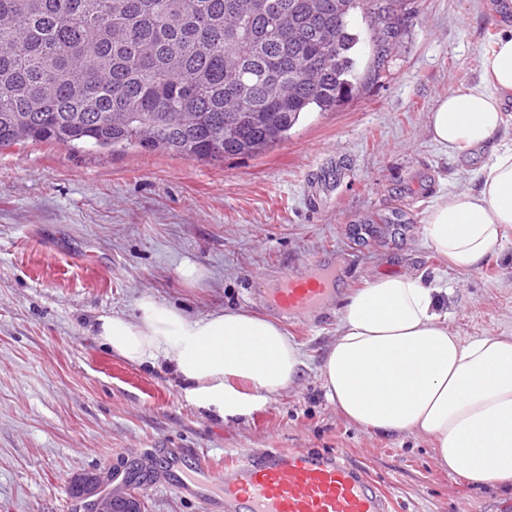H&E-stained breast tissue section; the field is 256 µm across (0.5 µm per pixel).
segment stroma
Masks as SVG:
<instances>
[{"label":"stroma","mask_w":512,"mask_h":512,"mask_svg":"<svg viewBox=\"0 0 512 512\" xmlns=\"http://www.w3.org/2000/svg\"><path fill=\"white\" fill-rule=\"evenodd\" d=\"M508 1L405 0L382 70L364 46L351 97L304 114L288 140L256 156L0 146V512H83L66 493L88 470L136 472L144 512H210L171 486L168 452L221 467L271 448L344 451L389 512H512L499 485L444 471L429 437L349 423L318 377L343 298L384 273L447 289L448 328L462 338L512 336V227L467 272L423 236L435 198L474 188L512 145V100L479 149L449 155L427 133L439 98L479 80L512 22ZM328 169L336 181L324 187ZM368 220L373 234L354 239ZM319 259L335 267L332 299L281 320L306 366L244 421L200 412L167 369L112 355L92 328L100 315L132 313L145 293L192 314L244 307L271 318L267 290ZM187 264L199 280L182 277Z\"/></svg>","instance_id":"obj_1"}]
</instances>
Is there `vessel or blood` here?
<instances>
[{
  "instance_id": "obj_1",
  "label": "vessel or blood",
  "mask_w": 512,
  "mask_h": 512,
  "mask_svg": "<svg viewBox=\"0 0 512 512\" xmlns=\"http://www.w3.org/2000/svg\"><path fill=\"white\" fill-rule=\"evenodd\" d=\"M324 274L288 278L274 291L272 304L299 315L328 294ZM171 485L192 493L223 512H386L381 494L341 452L270 449L245 454L224 470L172 460Z\"/></svg>"
}]
</instances>
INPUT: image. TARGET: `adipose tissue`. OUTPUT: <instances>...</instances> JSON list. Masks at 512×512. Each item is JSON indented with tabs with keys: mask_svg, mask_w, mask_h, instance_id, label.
<instances>
[{
	"mask_svg": "<svg viewBox=\"0 0 512 512\" xmlns=\"http://www.w3.org/2000/svg\"><path fill=\"white\" fill-rule=\"evenodd\" d=\"M512 97V29L484 57L479 83L450 89L428 132L447 154L486 144ZM512 227V148L496 151L476 189L437 197L429 247L452 267H478ZM447 289L411 273L381 274L346 297L319 378L350 423L430 437L439 465L482 485L512 486V336L461 339L448 329ZM103 344L133 364L165 366L186 400L221 421L247 419L293 385L305 365L281 322L247 309L192 315L150 294L132 315L97 317Z\"/></svg>",
	"mask_w": 512,
	"mask_h": 512,
	"instance_id": "ef3b65f1",
	"label": "adipose tissue"
}]
</instances>
